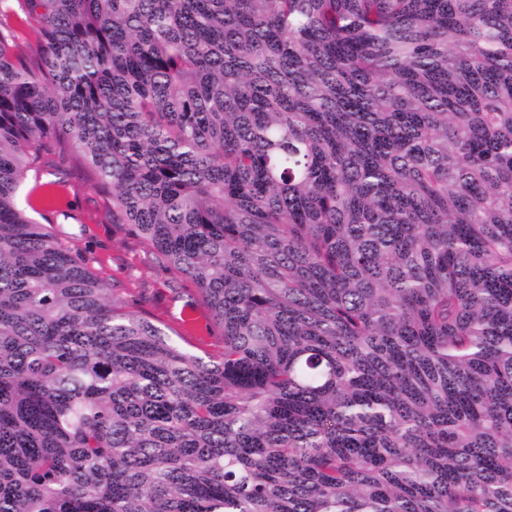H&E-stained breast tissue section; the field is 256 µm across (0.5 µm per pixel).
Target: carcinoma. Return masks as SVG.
Wrapping results in <instances>:
<instances>
[{
    "label": "carcinoma",
    "mask_w": 512,
    "mask_h": 512,
    "mask_svg": "<svg viewBox=\"0 0 512 512\" xmlns=\"http://www.w3.org/2000/svg\"><path fill=\"white\" fill-rule=\"evenodd\" d=\"M0 512H512V0H16ZM73 153L203 358L18 203ZM3 22H8L12 27L17 49L31 56L32 51L37 48L42 39L41 28L37 22L24 21L19 23L15 18L3 20Z\"/></svg>",
    "instance_id": "1"
}]
</instances>
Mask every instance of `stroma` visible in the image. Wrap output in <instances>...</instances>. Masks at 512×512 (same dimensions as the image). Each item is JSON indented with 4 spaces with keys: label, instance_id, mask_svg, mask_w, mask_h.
<instances>
[{
    "label": "stroma",
    "instance_id": "obj_1",
    "mask_svg": "<svg viewBox=\"0 0 512 512\" xmlns=\"http://www.w3.org/2000/svg\"><path fill=\"white\" fill-rule=\"evenodd\" d=\"M43 169L44 180L54 181L55 186L54 199L45 206L40 223L71 237L95 275L134 307L169 325L186 349L197 355L218 351L220 331L191 284L157 265L152 254L113 224L112 200L94 187L90 173L54 153L44 155Z\"/></svg>",
    "mask_w": 512,
    "mask_h": 512
}]
</instances>
